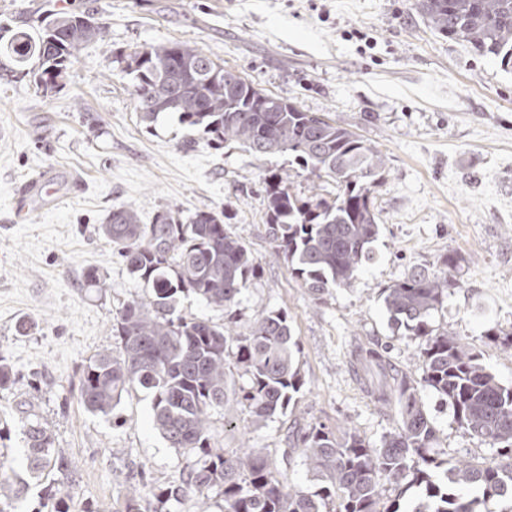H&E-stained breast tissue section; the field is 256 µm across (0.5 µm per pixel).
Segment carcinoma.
Here are the masks:
<instances>
[{
    "label": "carcinoma",
    "instance_id": "1",
    "mask_svg": "<svg viewBox=\"0 0 512 512\" xmlns=\"http://www.w3.org/2000/svg\"><path fill=\"white\" fill-rule=\"evenodd\" d=\"M435 33L470 43L482 55L512 64V0H415ZM105 23L83 13H50L38 33L19 32L9 50L19 66L33 57L41 65L35 78L42 92L88 43L104 37ZM140 121L154 123L163 113L178 115L216 146L253 155L287 154L307 178L332 182L336 195L303 198L286 179L265 188L269 237L293 278L317 301L336 288H350L360 269L373 260L371 243L379 234L373 188L385 172L383 154L362 135L317 112L266 92L203 49L181 41L143 44L120 55ZM226 215L198 208L184 218L172 209L141 222L131 205L112 209L100 234L130 271L151 286L148 302L132 301L117 313L112 335L120 350L99 352L84 365L80 396L92 413L108 414L133 387L152 396L153 422L170 447L196 457L190 469L167 485L132 488L126 512H138V499L150 497L154 512L193 495L200 512H405L401 500L418 490L410 512H481L489 499L512 512V386L504 385L483 354L448 326L436 321L456 286L454 255L437 270H414L382 293L390 320L404 335L419 340L424 375L416 381L393 367L386 352L360 349L353 368L373 370L360 378L382 408L394 407L398 426L380 443L356 432L338 436L318 424L293 436L303 465L316 480L306 492L273 470L264 449L251 445L213 448L211 412L229 405L246 417L224 423L227 431L252 426L295 405L304 386L296 362L299 341L288 314L270 309L238 329L236 306L256 274L245 239L225 222ZM192 293L224 311V324L187 319L176 312L178 296ZM432 391L451 410L459 428L500 449L496 464H455L439 457L436 429L424 404ZM31 474L62 470L53 434L29 420L24 430ZM396 491L383 501L382 481ZM20 481L0 464V499L9 504Z\"/></svg>",
    "mask_w": 512,
    "mask_h": 512
}]
</instances>
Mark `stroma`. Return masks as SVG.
<instances>
[{
    "label": "stroma",
    "instance_id": "obj_1",
    "mask_svg": "<svg viewBox=\"0 0 512 512\" xmlns=\"http://www.w3.org/2000/svg\"><path fill=\"white\" fill-rule=\"evenodd\" d=\"M59 10L104 18L108 34L84 46L43 94L34 85L38 59L17 66L6 46ZM168 40L197 45L385 155L374 192L375 260L352 288L313 301L274 254L266 224L262 186L271 175L304 197H332L334 185L311 187L281 154L213 148L174 114L140 122L117 56ZM122 204L146 224L165 209L186 216L206 205L226 212L246 239L260 273L241 296L238 324L285 310L306 380L293 411L249 438L299 488L314 480L287 451L294 425L353 430L373 444L397 425L396 411L378 408L351 369L354 347L385 349L398 369L421 379L417 342L400 335L380 297L412 268L433 270L444 254L458 255L445 319L512 385V355L486 337L492 328L512 332L511 66L433 34L413 0H0V356L17 375L0 389V462L25 484L7 512H50L51 492L70 495V512H125L140 476L162 486L195 461L154 429L142 389L123 393L106 416L80 402L86 361L119 346L116 314L152 297L98 234ZM91 267L104 287L86 282ZM23 320L31 324L25 333ZM425 403L449 459L496 457L435 394ZM27 413L50 427L66 472L27 474Z\"/></svg>",
    "mask_w": 512,
    "mask_h": 512
}]
</instances>
